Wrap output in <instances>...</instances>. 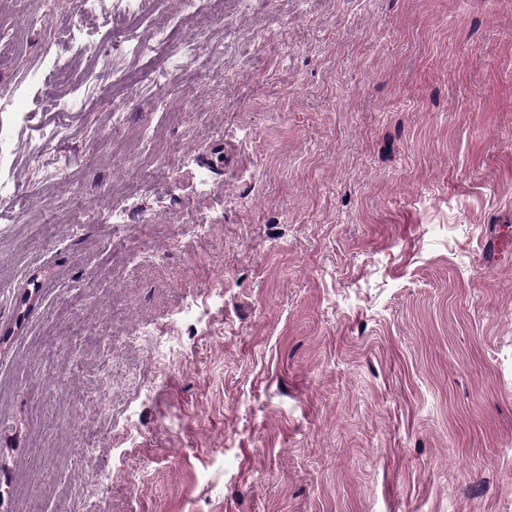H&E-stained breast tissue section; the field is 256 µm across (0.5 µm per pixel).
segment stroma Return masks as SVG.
<instances>
[{
  "label": "stroma",
  "mask_w": 512,
  "mask_h": 512,
  "mask_svg": "<svg viewBox=\"0 0 512 512\" xmlns=\"http://www.w3.org/2000/svg\"><path fill=\"white\" fill-rule=\"evenodd\" d=\"M134 7L0 0V512H512V0ZM39 158L41 177L46 180L57 179L70 163L69 157L61 153L46 155V152H41ZM28 190L25 186L11 182L0 181V205L13 211L21 210L26 206Z\"/></svg>",
  "instance_id": "obj_1"
}]
</instances>
